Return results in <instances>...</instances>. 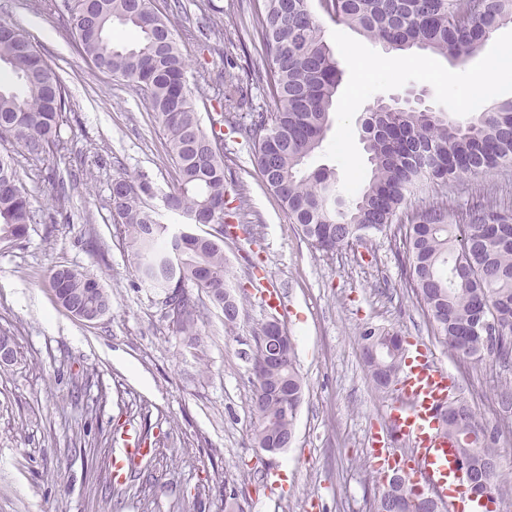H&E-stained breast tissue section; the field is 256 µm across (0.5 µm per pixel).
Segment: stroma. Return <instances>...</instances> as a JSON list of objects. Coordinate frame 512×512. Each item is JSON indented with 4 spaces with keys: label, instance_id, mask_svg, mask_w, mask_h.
<instances>
[{
    "label": "stroma",
    "instance_id": "obj_1",
    "mask_svg": "<svg viewBox=\"0 0 512 512\" xmlns=\"http://www.w3.org/2000/svg\"><path fill=\"white\" fill-rule=\"evenodd\" d=\"M61 4L0 0V16L37 45L69 100L60 142L49 153L35 158L0 144V154L15 159L36 218L25 238L0 243V330L19 351L14 365L0 368V512H229L233 500L244 512H373L383 483L369 464L368 438L386 432L400 394L376 390L369 379L359 339L367 326L424 343L455 379L454 396L470 406L478 427L500 419L512 365L448 350L408 284L403 231L394 226L329 253L315 249L263 185L249 145L229 132L225 201L241 207L232 222L249 230L224 242L229 269L244 287L240 313L225 323L197 289V333L179 332L163 294L139 282L110 197L117 177L149 174L160 221L183 224L161 199L178 178L166 138L142 95L81 54ZM156 5L173 13L187 80L206 76L208 98L246 78L243 61L263 65L260 45L246 34L249 0ZM203 13L213 31L208 47L189 34ZM323 30L344 77L326 140L308 165L332 169L342 192H356L370 177L357 128L375 98L423 89L430 106L459 120L512 99V74L491 95L473 90L485 63L512 51L511 24L461 65L386 50L329 20ZM487 186L498 210L512 216V166L426 189L401 214L438 205L449 223L463 224L483 207ZM61 266L102 282L112 298L104 317L89 324L58 304L49 277ZM261 285L279 290L278 310L265 305ZM273 318L295 344L304 396L292 443L270 460L254 441L247 356L255 332ZM128 429L142 433L153 452L116 484L111 459Z\"/></svg>",
    "mask_w": 512,
    "mask_h": 512
}]
</instances>
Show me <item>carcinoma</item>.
<instances>
[{
  "label": "carcinoma",
  "mask_w": 512,
  "mask_h": 512,
  "mask_svg": "<svg viewBox=\"0 0 512 512\" xmlns=\"http://www.w3.org/2000/svg\"><path fill=\"white\" fill-rule=\"evenodd\" d=\"M321 12L393 51L417 48L465 63L480 52L500 27L512 23V0H319ZM65 22L81 53L93 65L123 79L143 94L163 129L178 186L165 207L189 224H217L231 234L224 211L225 158L221 138L201 125L195 95L209 101L202 87L186 79V58L176 30L154 0H64ZM250 33L266 54V67L250 81H229L213 108L235 134L253 146L255 167L277 195L289 220L300 226L316 249L329 252L356 241L361 232H383L399 221L409 197L461 175L483 178L512 164V100L501 101L461 123L442 112L373 102V130L360 134L371 165L368 183L346 200L336 194L332 172L307 168L322 148L336 111L344 70L324 40L308 0H252ZM139 34L131 46L112 42L114 27ZM0 66L17 86L0 84V137H10L30 155H41L59 141L67 111L65 88L37 46L10 20L0 17ZM260 85L277 111L259 112L250 124L237 122ZM121 191L111 195L113 209L132 247L142 283L165 294V306L180 332L193 336L200 311L188 288L203 290L224 313L239 315L237 284L224 256V238L190 230L167 236V226L148 204L154 197L150 177L117 178ZM35 221L28 192L12 160L0 155V242L25 237ZM410 287L433 328L454 353L487 354L512 361V218L489 204L467 224H450L440 207L414 213L405 225ZM50 286L63 307L87 299L105 309L111 295L95 277L67 267L54 270ZM483 323L500 329L489 346L476 333ZM395 333L376 327L360 332L370 381L379 391L383 378L399 382L405 348ZM255 392L257 447L282 441L294 430L304 384L294 351L282 364L251 373ZM471 409L448 401L441 426L455 437L457 455L483 468L495 490L500 433L482 430L473 443L458 439L472 431Z\"/></svg>",
  "instance_id": "carcinoma-1"
}]
</instances>
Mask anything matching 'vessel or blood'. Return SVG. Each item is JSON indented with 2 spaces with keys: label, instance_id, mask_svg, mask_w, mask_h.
<instances>
[{
  "label": "vessel or blood",
  "instance_id": "vessel-or-blood-1",
  "mask_svg": "<svg viewBox=\"0 0 512 512\" xmlns=\"http://www.w3.org/2000/svg\"><path fill=\"white\" fill-rule=\"evenodd\" d=\"M452 385L447 370L434 363L422 345H415L401 376V399L390 409L389 434L372 435L369 455L378 469L399 468L416 484L433 486L446 500L449 512H479L458 479L454 443L440 429L438 413L447 404ZM393 436L412 445L408 460L387 454Z\"/></svg>",
  "mask_w": 512,
  "mask_h": 512
}]
</instances>
